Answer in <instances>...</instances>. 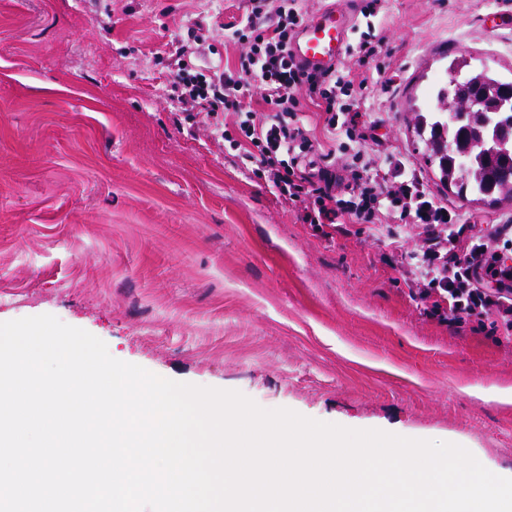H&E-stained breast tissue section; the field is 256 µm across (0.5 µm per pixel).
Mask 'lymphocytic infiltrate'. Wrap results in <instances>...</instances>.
Masks as SVG:
<instances>
[{
    "label": "lymphocytic infiltrate",
    "instance_id": "lymphocytic-infiltrate-1",
    "mask_svg": "<svg viewBox=\"0 0 512 512\" xmlns=\"http://www.w3.org/2000/svg\"><path fill=\"white\" fill-rule=\"evenodd\" d=\"M301 2L246 0L241 19L224 28L225 43L239 49L235 61L205 72L178 68L174 82L187 89L205 118L233 113L239 159L265 168L283 200L312 196L304 223L343 218L371 224L380 202L388 201L402 223L421 230L423 243L404 276L421 285L430 314L451 324L486 318L492 331L512 332V224L458 223L401 161L381 179L366 161L347 176L332 165L315 167L323 149L304 132V103L322 110L328 130L345 132L357 143L368 134L358 91L343 67L307 71L291 60L290 46L303 24Z\"/></svg>",
    "mask_w": 512,
    "mask_h": 512
}]
</instances>
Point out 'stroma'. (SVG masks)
Returning a JSON list of instances; mask_svg holds the SVG:
<instances>
[{"mask_svg": "<svg viewBox=\"0 0 512 512\" xmlns=\"http://www.w3.org/2000/svg\"><path fill=\"white\" fill-rule=\"evenodd\" d=\"M512 0H381L365 63V149L408 162L464 224L512 199L457 195L415 115L452 60L512 76ZM243 0H0V322L51 314L161 377L236 390L351 429L447 441L512 476V335L451 327L401 282L419 230L396 216L307 224L171 77L176 48L224 63Z\"/></svg>", "mask_w": 512, "mask_h": 512, "instance_id": "1", "label": "stroma"}]
</instances>
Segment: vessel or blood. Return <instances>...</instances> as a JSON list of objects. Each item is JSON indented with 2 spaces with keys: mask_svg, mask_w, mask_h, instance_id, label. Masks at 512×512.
Listing matches in <instances>:
<instances>
[{
  "mask_svg": "<svg viewBox=\"0 0 512 512\" xmlns=\"http://www.w3.org/2000/svg\"><path fill=\"white\" fill-rule=\"evenodd\" d=\"M355 13L352 7L341 10L332 4L326 6L300 29L294 40L292 53L296 62L311 70L336 64L349 43Z\"/></svg>",
  "mask_w": 512,
  "mask_h": 512,
  "instance_id": "1",
  "label": "vessel or blood"
}]
</instances>
